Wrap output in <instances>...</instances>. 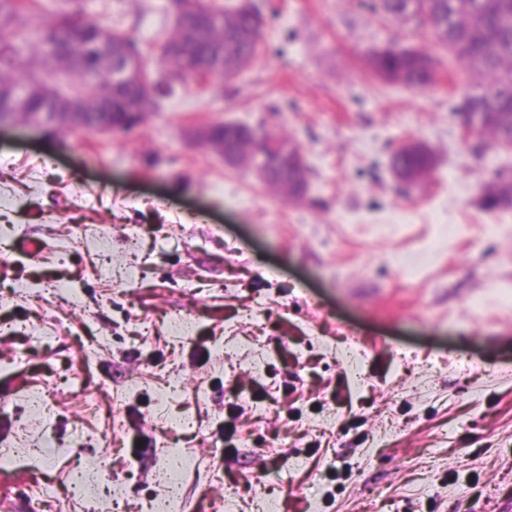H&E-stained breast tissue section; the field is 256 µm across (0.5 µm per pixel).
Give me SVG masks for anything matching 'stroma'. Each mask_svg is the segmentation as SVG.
Returning a JSON list of instances; mask_svg holds the SVG:
<instances>
[{"label": "stroma", "mask_w": 512, "mask_h": 512, "mask_svg": "<svg viewBox=\"0 0 512 512\" xmlns=\"http://www.w3.org/2000/svg\"><path fill=\"white\" fill-rule=\"evenodd\" d=\"M108 2L104 23L123 16L142 45L172 24L168 0ZM263 4L267 50L242 76L187 81L128 132L0 131V449L20 454L0 465L4 512H28L34 471L70 485L76 459L119 493L62 512H147L174 448L193 463L175 512H212L205 490L230 512H458L469 486L476 512L512 502V209L489 226L478 206L512 150L465 139L446 90L374 76L367 50L422 44L411 25L360 0ZM227 120L287 134L306 195L190 136ZM410 141L436 156L414 186L390 167ZM76 224L106 227L108 251ZM68 373L87 392L32 411ZM253 378L274 398L240 395L257 418L229 455L227 387Z\"/></svg>", "instance_id": "obj_1"}]
</instances>
